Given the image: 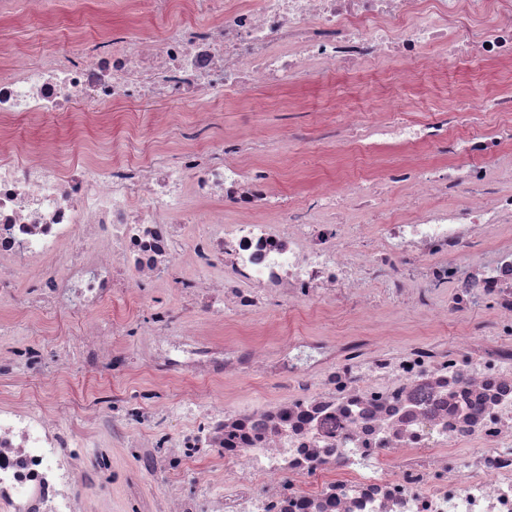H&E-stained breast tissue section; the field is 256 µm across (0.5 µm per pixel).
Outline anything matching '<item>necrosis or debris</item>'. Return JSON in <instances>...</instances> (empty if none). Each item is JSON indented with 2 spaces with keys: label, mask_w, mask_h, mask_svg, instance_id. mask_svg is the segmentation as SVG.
<instances>
[{
  "label": "necrosis or debris",
  "mask_w": 512,
  "mask_h": 512,
  "mask_svg": "<svg viewBox=\"0 0 512 512\" xmlns=\"http://www.w3.org/2000/svg\"><path fill=\"white\" fill-rule=\"evenodd\" d=\"M170 13L141 31L146 4ZM135 36L101 33L79 60H35L0 39V302L98 315L106 328L59 346L53 377L71 370L158 379L201 376L220 385L263 369L272 398L191 397L144 406L116 393L53 412L20 404L0 365V512H79L77 481L93 482L120 444L142 469L184 471L216 459L214 490L171 494V512H512V126L480 133L484 103L407 120L384 103L375 120L348 117L325 142L368 154L404 153L364 181L328 178L297 204L254 158L264 136L225 132L204 149L183 132L177 151L145 162L34 156L20 124L56 119L86 140L111 108L147 101L207 106L215 95L248 111L255 91L358 74L395 59L402 78L440 76L471 61L488 77L512 68V0H126ZM88 106L81 124L71 119ZM467 119L475 135L453 123ZM438 146L452 162L432 167ZM396 200L401 220L355 230L350 215ZM206 225L204 234L190 228ZM39 291L18 300L22 280ZM165 283L202 316L175 323L153 311L147 287ZM150 309L129 328L108 302ZM350 308L355 328L334 337L228 335L267 304ZM487 316L454 343L417 338L393 350L415 316L431 324ZM140 338L136 353L121 345ZM189 424L167 428L176 410ZM93 414L98 453L81 464L72 421Z\"/></svg>",
  "instance_id": "1"
}]
</instances>
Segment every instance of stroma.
<instances>
[{"label":"stroma","mask_w":512,"mask_h":512,"mask_svg":"<svg viewBox=\"0 0 512 512\" xmlns=\"http://www.w3.org/2000/svg\"><path fill=\"white\" fill-rule=\"evenodd\" d=\"M125 0H45L43 13L22 25H1L0 36L14 43L31 56L53 49L59 52L79 48L91 34L92 26L106 29L124 25ZM398 63L377 59L365 65L366 76L355 82L335 79L324 83L293 89L291 105L278 103L276 96L259 93L255 109L239 112L218 103L212 104L209 115L196 109L172 103L144 104L140 112L144 119L147 139L159 143H176L180 134L190 127L205 124L206 136L222 137L224 132L243 134L265 133L270 137L269 161L273 175L284 192L296 201H303L309 181L332 178L336 175V148L322 144L314 152L297 150L294 139H320L324 129L344 122L348 110L362 113L377 111L382 96H391L402 117L419 120L432 111L448 107L461 108L466 98H491L497 90L512 86V74L501 72L497 83H489L480 63L473 62L462 70L438 81L429 93L419 91L420 79L386 84L388 74L398 71ZM91 317H45L33 309L9 319L0 328V356L11 358L15 348L26 347L51 353L54 342L68 335L88 330ZM255 328L276 326L286 336H333L350 332L353 323L343 310L325 314L315 307L302 305L291 311L279 306L267 308L253 319ZM12 371L37 391L46 407L54 408L81 394L99 398L109 404L113 391L143 394L147 406L156 402L174 404L182 398L203 395L208 384L200 377H187L170 382L152 377L143 366H136L133 375L108 376L98 383L89 377L72 373L58 380L35 374L25 362L13 360ZM136 481L141 499L165 504V492L179 489L189 494L194 484L189 474L152 476L142 472L137 460L127 450L112 449V464L93 486H81L83 512H129L126 484Z\"/></svg>","instance_id":"1"}]
</instances>
